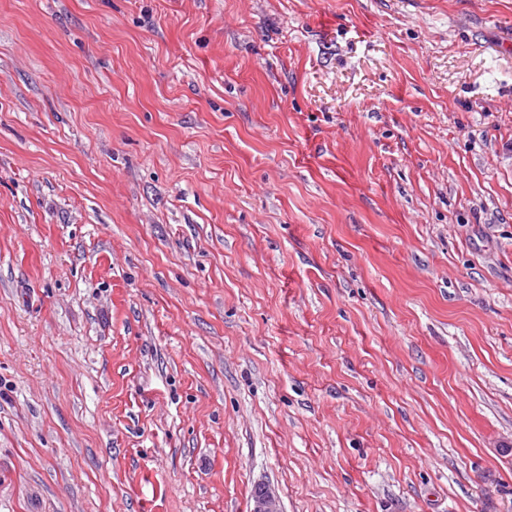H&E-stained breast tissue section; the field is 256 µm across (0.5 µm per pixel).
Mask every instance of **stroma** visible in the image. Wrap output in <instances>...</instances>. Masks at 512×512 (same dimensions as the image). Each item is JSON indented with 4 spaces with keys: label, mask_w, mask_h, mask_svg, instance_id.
Instances as JSON below:
<instances>
[{
    "label": "stroma",
    "mask_w": 512,
    "mask_h": 512,
    "mask_svg": "<svg viewBox=\"0 0 512 512\" xmlns=\"http://www.w3.org/2000/svg\"><path fill=\"white\" fill-rule=\"evenodd\" d=\"M512 0H0V512H512Z\"/></svg>",
    "instance_id": "obj_1"
}]
</instances>
